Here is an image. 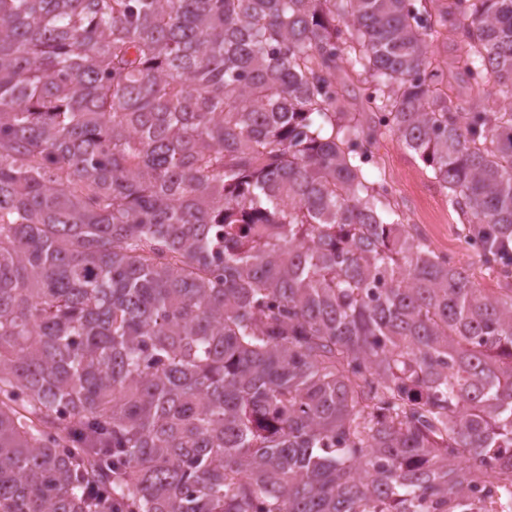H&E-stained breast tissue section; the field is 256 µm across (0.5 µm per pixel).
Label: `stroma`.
Segmentation results:
<instances>
[{
  "mask_svg": "<svg viewBox=\"0 0 512 512\" xmlns=\"http://www.w3.org/2000/svg\"><path fill=\"white\" fill-rule=\"evenodd\" d=\"M372 150L375 159L363 171L369 180L390 182L389 200L403 222L418 229L436 253H455L458 264L470 269L479 287L498 288V281L488 276L478 256L467 251L461 235L465 219L452 208L448 190L438 185L431 170L392 134L379 135Z\"/></svg>",
  "mask_w": 512,
  "mask_h": 512,
  "instance_id": "stroma-1",
  "label": "stroma"
}]
</instances>
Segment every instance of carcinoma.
<instances>
[{"label":"carcinoma","mask_w":512,"mask_h":512,"mask_svg":"<svg viewBox=\"0 0 512 512\" xmlns=\"http://www.w3.org/2000/svg\"><path fill=\"white\" fill-rule=\"evenodd\" d=\"M433 2L0 0V512H512V287L362 172L512 279V0ZM444 32H446V34H444ZM430 50L431 66L429 71L438 65L443 67L444 62L449 64L456 61L457 58L463 54L462 44L459 39L455 36L448 37V32L445 29H442V36L434 41ZM345 67L343 70L336 72V85L339 89L345 90V95L348 98L346 110L348 112H364L360 103V90L361 85L355 83L351 84L345 74ZM370 149L375 162L365 165L363 172L370 181L379 183L386 177L391 183L388 198L403 223L410 225L413 232L417 227V234L436 253H455L457 264L470 268L479 288H505L504 283L488 276L476 254L467 251L460 231L461 224L467 221L452 208L449 191L438 185L431 170L388 132L378 135Z\"/></svg>","instance_id":"carcinoma-1"}]
</instances>
